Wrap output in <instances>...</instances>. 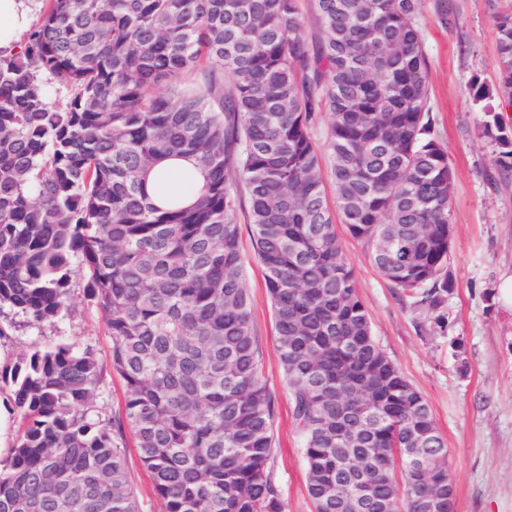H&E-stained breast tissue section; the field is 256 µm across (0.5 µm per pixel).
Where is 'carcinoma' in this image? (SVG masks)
<instances>
[{
    "label": "carcinoma",
    "mask_w": 512,
    "mask_h": 512,
    "mask_svg": "<svg viewBox=\"0 0 512 512\" xmlns=\"http://www.w3.org/2000/svg\"><path fill=\"white\" fill-rule=\"evenodd\" d=\"M418 4L315 0L310 44L299 0H45L0 55V306L58 321L78 263L111 347L36 348L0 376L20 419L0 512H144L129 435L164 512H285L242 210L314 512H448V448L377 342L336 232L445 327L453 172ZM496 26V83L472 89L507 179L512 127L491 101L512 102V14ZM176 157L203 184L159 205L147 177ZM109 369L125 388L112 414L95 405Z\"/></svg>",
    "instance_id": "obj_1"
}]
</instances>
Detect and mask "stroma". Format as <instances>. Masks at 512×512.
I'll use <instances>...</instances> for the list:
<instances>
[{"mask_svg": "<svg viewBox=\"0 0 512 512\" xmlns=\"http://www.w3.org/2000/svg\"><path fill=\"white\" fill-rule=\"evenodd\" d=\"M504 10H512V0H420L416 16L428 61L434 130L454 171L448 263L453 290L444 307L445 329H434L426 313L380 275L362 242L341 237L378 343L425 397L448 449L454 512H512V309L499 299L501 284L512 276V184L499 181L497 147L483 131V108L469 90L473 77L495 80V16ZM241 244L261 378L275 400L273 476L285 512H313L249 228H242ZM84 286L83 269H75L68 312L52 324L34 325L11 308H0L5 332L0 371L33 346L61 341L91 346L100 358L108 357L110 338L101 311ZM454 340L462 344L461 354L451 349Z\"/></svg>", "mask_w": 512, "mask_h": 512, "instance_id": "obj_1", "label": "stroma"}]
</instances>
